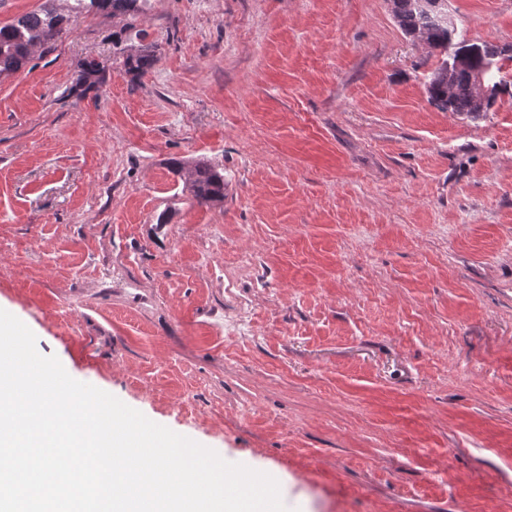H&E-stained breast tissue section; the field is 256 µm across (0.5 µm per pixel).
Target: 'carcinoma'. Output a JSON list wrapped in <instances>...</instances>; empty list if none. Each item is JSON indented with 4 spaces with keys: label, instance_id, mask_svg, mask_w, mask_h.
I'll list each match as a JSON object with an SVG mask.
<instances>
[{
    "label": "carcinoma",
    "instance_id": "1",
    "mask_svg": "<svg viewBox=\"0 0 512 512\" xmlns=\"http://www.w3.org/2000/svg\"><path fill=\"white\" fill-rule=\"evenodd\" d=\"M73 9L99 10L117 14H135L141 0H73ZM402 30L438 52L439 61L426 82L429 101L439 109L457 115L478 118L490 111L495 98L482 99L477 90V75L489 69L496 88L506 84L504 62H512V53L493 43H475L464 39L457 28H448V0H389ZM69 16L52 8L28 13L16 22L0 26V72L22 69L32 50L54 41L63 32ZM155 63L154 52L142 50L126 58L128 72L142 75ZM105 67L91 62L83 69L77 86L92 87L104 80ZM171 169L184 178V188L199 204L224 202V170L205 160L191 164L173 159Z\"/></svg>",
    "mask_w": 512,
    "mask_h": 512
}]
</instances>
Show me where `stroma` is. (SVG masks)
Masks as SVG:
<instances>
[{
    "label": "stroma",
    "instance_id": "stroma-1",
    "mask_svg": "<svg viewBox=\"0 0 512 512\" xmlns=\"http://www.w3.org/2000/svg\"><path fill=\"white\" fill-rule=\"evenodd\" d=\"M46 5L66 31L0 74V309L38 351L288 512H512V85L436 108L389 0H0V26ZM448 10L512 46V0ZM199 155L221 204L168 166ZM73 9L76 12L84 10H99L111 12L112 15L137 13L140 8V2L145 0H72Z\"/></svg>",
    "mask_w": 512,
    "mask_h": 512
}]
</instances>
